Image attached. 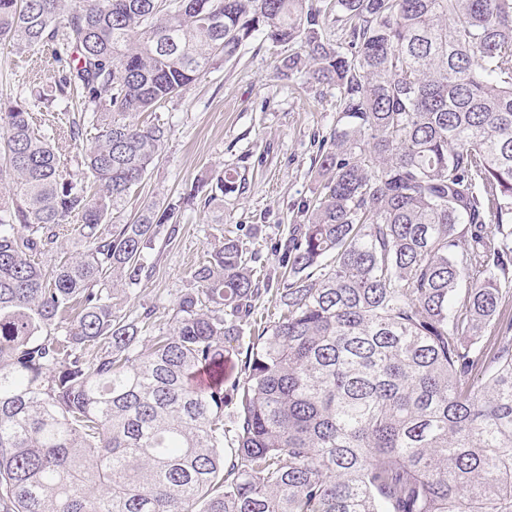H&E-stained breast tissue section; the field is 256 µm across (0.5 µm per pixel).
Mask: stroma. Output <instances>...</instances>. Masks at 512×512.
<instances>
[{
    "instance_id": "35a3bbf8",
    "label": "stroma",
    "mask_w": 512,
    "mask_h": 512,
    "mask_svg": "<svg viewBox=\"0 0 512 512\" xmlns=\"http://www.w3.org/2000/svg\"><path fill=\"white\" fill-rule=\"evenodd\" d=\"M285 55L255 34L233 59L218 62L181 96L141 114V122L169 126L170 136L142 182L113 214V223L132 222L151 203H178L192 183L215 169H237L247 189L240 197L225 198L223 223L185 211L175 235L157 240L148 257L151 275L137 286L135 299L122 304V313L171 305L191 287L195 268L230 230L260 250L265 273L277 279L274 248L292 225L302 222L303 204L317 194L314 141L329 134L337 111L335 88L310 82L300 72L281 78ZM61 67L52 48L21 54L0 41V102L26 101L34 123L43 128L80 116L81 103L55 111L38 100Z\"/></svg>"
}]
</instances>
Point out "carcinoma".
Returning a JSON list of instances; mask_svg holds the SVG:
<instances>
[{"mask_svg": "<svg viewBox=\"0 0 512 512\" xmlns=\"http://www.w3.org/2000/svg\"><path fill=\"white\" fill-rule=\"evenodd\" d=\"M256 32L338 107L278 319L226 389L258 251L225 237L163 309L113 299L176 210L222 224L245 180L111 220L168 139L138 115ZM0 40L69 56L46 101L94 105L46 131L0 112V512H512V337L483 345L512 291V0H0ZM87 125L72 172L52 141Z\"/></svg>", "mask_w": 512, "mask_h": 512, "instance_id": "cac0c4a2", "label": "carcinoma"}]
</instances>
